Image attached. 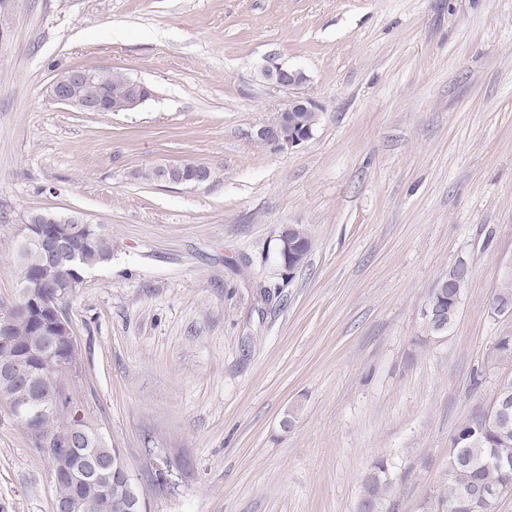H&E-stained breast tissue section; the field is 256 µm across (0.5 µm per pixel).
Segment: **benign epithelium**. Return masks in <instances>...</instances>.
<instances>
[{
  "label": "benign epithelium",
  "instance_id": "7a95c632",
  "mask_svg": "<svg viewBox=\"0 0 512 512\" xmlns=\"http://www.w3.org/2000/svg\"><path fill=\"white\" fill-rule=\"evenodd\" d=\"M267 81L288 90H299L308 81L306 73L300 68L285 67L278 63H270L263 69ZM86 74L81 70L72 69L59 75L52 83L50 92L55 101L73 107L81 112H129L140 107L152 96L151 90L143 83L133 80L130 93L122 101L112 100L107 92L102 91L93 96L81 93ZM319 115L315 101L304 95H295L288 100V108L280 109L274 117L253 128L252 139L273 150L292 148L310 139L316 124L307 118V114ZM159 181L174 186H199L210 179L209 168L201 163L191 161L166 162L158 165ZM53 223L48 228L46 224ZM88 220L81 215H71L62 219L43 218L41 224L26 223L21 229L22 252L36 251L59 259L74 253L72 241L73 224H87ZM304 230L296 224H288L281 228L278 236L280 253L290 256L288 269L301 266V254L298 244L303 239ZM9 379L22 386L23 394L27 395L39 388L37 378L31 373L24 360L12 359L0 362V378ZM90 439L86 431L71 429L59 435L62 444L61 452L50 457V484L53 489V512H76L77 502L61 496L59 488L71 481L84 482L89 486L100 484V475L106 470L111 481L130 482V474L121 454L116 452L108 456L107 465L101 468L92 465L81 473L71 468V458L76 454H86L90 449L83 447V440Z\"/></svg>",
  "mask_w": 512,
  "mask_h": 512
}]
</instances>
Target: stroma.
Returning a JSON list of instances; mask_svg holds the SVG:
<instances>
[{
	"instance_id": "obj_1",
	"label": "stroma",
	"mask_w": 512,
	"mask_h": 512,
	"mask_svg": "<svg viewBox=\"0 0 512 512\" xmlns=\"http://www.w3.org/2000/svg\"><path fill=\"white\" fill-rule=\"evenodd\" d=\"M303 69L312 138H251ZM147 85L131 112L56 102L63 72ZM185 188L138 178L166 161ZM104 226L112 258L65 307L70 384L145 512H352L376 459L390 512L448 478L457 429L512 365V0H0V305L22 296L29 213ZM311 242L277 257L282 225ZM468 266L448 333L430 288ZM164 483H157L156 462ZM0 512H52L47 466L0 405ZM267 81L290 90H300L309 80L306 73L300 68L285 67L271 62L263 69ZM159 181L174 186H199L210 179L209 168L191 161L166 162L157 165Z\"/></svg>"
}]
</instances>
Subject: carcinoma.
I'll return each mask as SVG.
<instances>
[{
  "mask_svg": "<svg viewBox=\"0 0 512 512\" xmlns=\"http://www.w3.org/2000/svg\"><path fill=\"white\" fill-rule=\"evenodd\" d=\"M89 85L85 93L93 94L97 85L104 86L115 99L126 95L128 77L111 69L89 68ZM83 242L77 243L79 256L74 261L59 260L50 266L49 283L43 286L45 298L51 308L44 313L31 310L26 322H19L10 335H0V359L14 356H27L28 365L37 371L48 372L50 387L39 392L31 405L39 407L51 403L52 409L31 418L16 416L25 428L32 445L40 455L53 436L69 426L74 420L70 406L71 396L64 393L67 379L80 373V352L73 344L59 336L52 348L54 358L46 363L34 353L47 347L46 337L40 335L46 322L53 320L55 313H61L69 297L82 283L84 272L94 266L108 262L112 257V238L104 231L84 230L80 233ZM18 261L20 284L32 283L42 273V261L38 255L20 256L15 249ZM442 298L438 299L435 310L425 303L422 310L423 329L436 336L439 325L450 328L458 314L461 295L451 288L441 289ZM492 359L498 364L512 362V330L503 329L495 339ZM490 457H500L512 461V422L505 427L481 430L476 417H471L457 431L448 448V483L442 490L426 499L421 505L422 512H472L474 500L469 495L483 489L487 492L512 491V472L507 474L486 465ZM390 489L388 465L383 459L377 460L363 484V490L354 505L353 512H388L387 492ZM82 512H114L113 504L105 498L91 493L85 496Z\"/></svg>",
  "mask_w": 512,
  "mask_h": 512,
  "instance_id": "obj_1",
  "label": "carcinoma"
}]
</instances>
